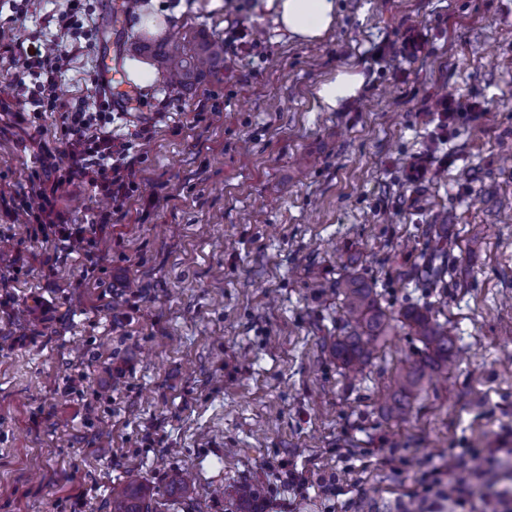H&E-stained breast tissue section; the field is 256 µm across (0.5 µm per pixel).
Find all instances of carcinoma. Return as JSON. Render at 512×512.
I'll return each instance as SVG.
<instances>
[{
	"instance_id": "carcinoma-1",
	"label": "carcinoma",
	"mask_w": 512,
	"mask_h": 512,
	"mask_svg": "<svg viewBox=\"0 0 512 512\" xmlns=\"http://www.w3.org/2000/svg\"><path fill=\"white\" fill-rule=\"evenodd\" d=\"M136 53L149 57L169 84L187 96L207 78L224 74V41L202 33L185 32L177 40L140 38L132 46ZM433 242L421 256L415 275L431 288L444 285L448 275V239L439 224L429 225ZM336 295L348 317L343 334L336 337L332 353L336 363L348 374H356L370 361L375 342L386 335L390 323L371 284L351 273L336 280ZM400 318L423 344L422 356L408 361L393 378L389 394V412L405 417L419 395L424 380L435 370L448 365L456 350V339L448 325L416 305L402 308ZM112 512H149L144 505L143 486L132 476L112 488Z\"/></svg>"
}]
</instances>
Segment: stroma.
<instances>
[{"instance_id": "1", "label": "stroma", "mask_w": 512, "mask_h": 512, "mask_svg": "<svg viewBox=\"0 0 512 512\" xmlns=\"http://www.w3.org/2000/svg\"><path fill=\"white\" fill-rule=\"evenodd\" d=\"M86 3L98 41L223 38L224 74L187 98L155 76L115 115V134L156 133L91 271L76 252L49 260L8 215L54 116L0 115V261L19 263L0 313V512H112L132 470L158 512H241L244 482L264 512L288 498L268 472L295 469L345 479L296 512H401L420 463L512 448V0H336L333 31L308 43L266 0H129L118 32L110 0ZM64 6L35 0L21 26L0 0V27L38 42ZM348 71L357 97L324 110L317 89ZM97 74L94 51L75 54L59 97ZM442 97L481 110L443 129ZM431 224L449 227L437 291L413 273ZM352 271L388 314L430 307L455 334L406 422L385 393L416 336L394 327L353 379L330 354ZM186 470L182 497L169 478Z\"/></svg>"}]
</instances>
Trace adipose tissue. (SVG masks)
<instances>
[{"label":"adipose tissue","mask_w":512,"mask_h":512,"mask_svg":"<svg viewBox=\"0 0 512 512\" xmlns=\"http://www.w3.org/2000/svg\"><path fill=\"white\" fill-rule=\"evenodd\" d=\"M275 3L276 22L293 40L316 41L334 27V0H275Z\"/></svg>","instance_id":"ef3b65f1"}]
</instances>
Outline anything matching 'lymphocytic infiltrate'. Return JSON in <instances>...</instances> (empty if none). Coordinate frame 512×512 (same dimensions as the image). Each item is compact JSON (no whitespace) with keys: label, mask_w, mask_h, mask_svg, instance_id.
I'll use <instances>...</instances> for the list:
<instances>
[{"label":"lymphocytic infiltrate","mask_w":512,"mask_h":512,"mask_svg":"<svg viewBox=\"0 0 512 512\" xmlns=\"http://www.w3.org/2000/svg\"><path fill=\"white\" fill-rule=\"evenodd\" d=\"M52 27L49 39L25 47L8 30L0 28V59L16 61L20 78H30L33 88L20 95L18 81L0 85V110L19 120L36 121L52 113L59 119L61 144L41 145L39 165L30 175V189L13 208V219L21 220L30 239L51 245L56 252H81L92 259L98 234L109 224L111 212H99L90 222L72 224L57 207L60 198L77 186H88L111 199L121 209L131 197L140 172L134 143L153 136L151 127H140L133 139L112 134V113L99 93L61 99L56 89L72 56L84 51L90 31L84 30L76 11L64 10L45 17ZM412 512H424L431 499H445L456 512H499L512 503V489L501 486L499 462L490 458L487 467L472 474L464 467L452 471L437 468L420 472L419 488L409 495Z\"/></svg>","instance_id":"obj_1"}]
</instances>
